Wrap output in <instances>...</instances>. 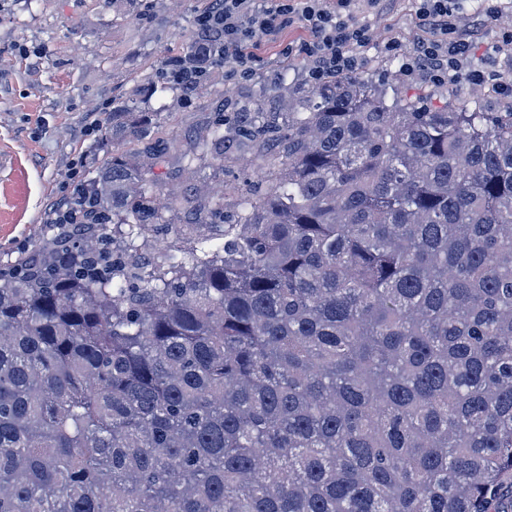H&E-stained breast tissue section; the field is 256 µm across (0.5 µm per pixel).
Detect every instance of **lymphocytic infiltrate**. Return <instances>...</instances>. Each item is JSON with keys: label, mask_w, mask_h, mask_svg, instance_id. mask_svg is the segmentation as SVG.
I'll list each match as a JSON object with an SVG mask.
<instances>
[{"label": "lymphocytic infiltrate", "mask_w": 512, "mask_h": 512, "mask_svg": "<svg viewBox=\"0 0 512 512\" xmlns=\"http://www.w3.org/2000/svg\"><path fill=\"white\" fill-rule=\"evenodd\" d=\"M460 0H418L416 19L423 33L415 51L402 59L401 72H424L434 80L463 77L476 85L492 84L512 99V73L492 76L468 66L471 41L459 32L455 13ZM200 25L222 32L224 60L242 74L263 43L282 55L310 62L312 78L357 69L356 50L370 40L354 15V0H210L198 15Z\"/></svg>", "instance_id": "obj_1"}]
</instances>
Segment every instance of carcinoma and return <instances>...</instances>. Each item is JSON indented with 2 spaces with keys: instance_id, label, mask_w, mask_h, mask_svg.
Returning <instances> with one entry per match:
<instances>
[{
  "instance_id": "obj_1",
  "label": "carcinoma",
  "mask_w": 512,
  "mask_h": 512,
  "mask_svg": "<svg viewBox=\"0 0 512 512\" xmlns=\"http://www.w3.org/2000/svg\"><path fill=\"white\" fill-rule=\"evenodd\" d=\"M440 95L350 72L221 102L184 170L280 169L198 209L224 243L151 265L121 226H170L162 157L126 149L158 113L112 101L75 223L0 266V512H512V111Z\"/></svg>"
}]
</instances>
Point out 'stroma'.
<instances>
[{"instance_id":"stroma-1","label":"stroma","mask_w":512,"mask_h":512,"mask_svg":"<svg viewBox=\"0 0 512 512\" xmlns=\"http://www.w3.org/2000/svg\"><path fill=\"white\" fill-rule=\"evenodd\" d=\"M205 5L206 0H0L1 262L30 251L47 234L55 203L72 196L77 182L106 161L97 134L86 128L94 120L111 121L113 99L134 93L142 108L160 113L153 140L174 155L214 121L217 94L243 98L259 78L268 85L285 79L298 88L310 86L307 61L284 60L273 47L253 63L251 76L221 66L215 81L183 98L149 95L151 64L182 52ZM415 12V0H389L382 11L357 12L371 35L358 51L360 73L403 98L415 95L422 81L399 75L398 59L383 46L395 37L402 53L413 50L422 36ZM456 23L477 32L472 66L490 73L512 70V55L493 50L512 33V8L490 17L480 0H463ZM448 97L478 112H499L505 105L490 88L462 78L449 84ZM246 159L240 152L220 163L207 158L197 174L160 169L161 191L175 193L178 207L164 210L173 228L152 233L149 247L174 242V227L195 222L197 203L221 195L233 199L226 184L243 171Z\"/></svg>"}]
</instances>
